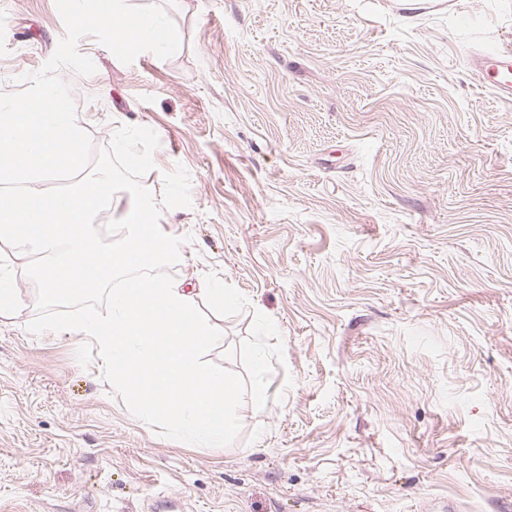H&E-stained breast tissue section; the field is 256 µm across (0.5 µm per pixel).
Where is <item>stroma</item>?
I'll return each mask as SVG.
<instances>
[{
  "instance_id": "35a3bbf8",
  "label": "stroma",
  "mask_w": 512,
  "mask_h": 512,
  "mask_svg": "<svg viewBox=\"0 0 512 512\" xmlns=\"http://www.w3.org/2000/svg\"><path fill=\"white\" fill-rule=\"evenodd\" d=\"M181 41L61 69L94 150L155 131L192 205L170 267L247 299L209 362L241 371L257 314L284 348L256 436L196 448L113 393L81 336L0 316V512H512V105L468 56L512 43V0H158ZM65 33L0 0V91Z\"/></svg>"
}]
</instances>
